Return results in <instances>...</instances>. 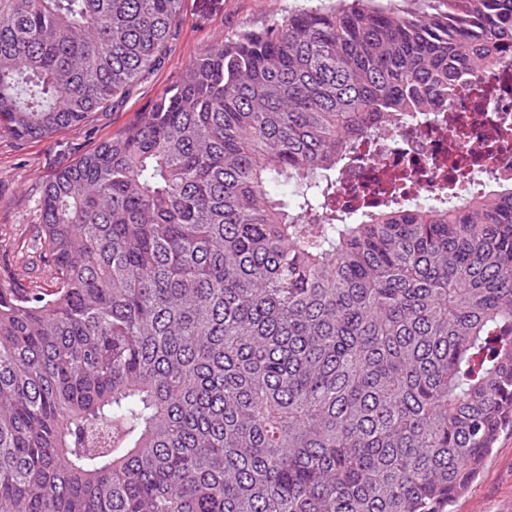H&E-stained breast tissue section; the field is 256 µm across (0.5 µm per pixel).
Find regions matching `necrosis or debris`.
Returning <instances> with one entry per match:
<instances>
[{"mask_svg": "<svg viewBox=\"0 0 512 512\" xmlns=\"http://www.w3.org/2000/svg\"><path fill=\"white\" fill-rule=\"evenodd\" d=\"M359 153L362 163L345 168L336 185V205L347 211L393 196L422 205L442 187L454 197L466 184L477 193L491 181L512 182V64L487 66L447 111L390 123L361 140Z\"/></svg>", "mask_w": 512, "mask_h": 512, "instance_id": "4bbe7bcc", "label": "necrosis or debris"}]
</instances>
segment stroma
Returning <instances> with one entry per match:
<instances>
[{
    "label": "stroma",
    "instance_id": "35a3bbf8",
    "mask_svg": "<svg viewBox=\"0 0 512 512\" xmlns=\"http://www.w3.org/2000/svg\"><path fill=\"white\" fill-rule=\"evenodd\" d=\"M303 0H184L177 35L161 68L109 112L46 139L20 140L0 133V284L14 288H51V273L39 257L34 238L39 215L32 203L46 179L123 129L139 112L149 111L159 94L178 82L187 66L214 39L264 27L301 8ZM448 512H512V431L502 432L472 485Z\"/></svg>",
    "mask_w": 512,
    "mask_h": 512
}]
</instances>
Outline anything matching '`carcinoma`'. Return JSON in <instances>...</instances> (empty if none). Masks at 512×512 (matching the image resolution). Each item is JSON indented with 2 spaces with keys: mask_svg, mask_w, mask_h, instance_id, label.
I'll return each mask as SVG.
<instances>
[{
  "mask_svg": "<svg viewBox=\"0 0 512 512\" xmlns=\"http://www.w3.org/2000/svg\"><path fill=\"white\" fill-rule=\"evenodd\" d=\"M182 6L0 0V130L111 108ZM501 60L512 0H330L52 175L56 288L0 286V512H446L512 429V184L354 221L336 171Z\"/></svg>",
  "mask_w": 512,
  "mask_h": 512,
  "instance_id": "carcinoma-1",
  "label": "carcinoma"
}]
</instances>
